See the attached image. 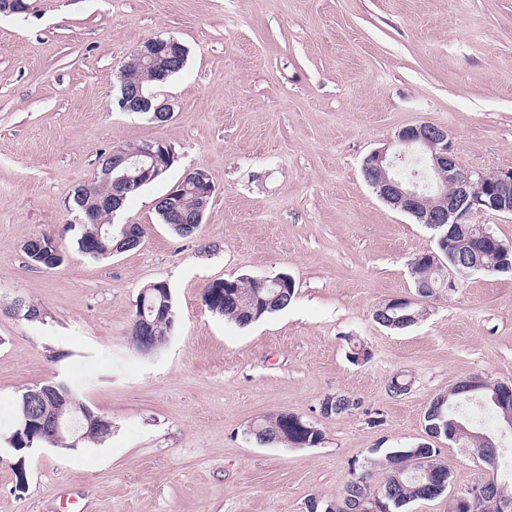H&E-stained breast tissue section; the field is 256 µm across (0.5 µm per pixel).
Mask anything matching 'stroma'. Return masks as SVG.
<instances>
[{"instance_id":"35a3bbf8","label":"stroma","mask_w":512,"mask_h":512,"mask_svg":"<svg viewBox=\"0 0 512 512\" xmlns=\"http://www.w3.org/2000/svg\"><path fill=\"white\" fill-rule=\"evenodd\" d=\"M0 15V512H309L354 468L428 441L459 492L487 476L461 444L428 438L432 400L459 380L512 382V272H478L428 300L415 325L373 314L416 295L411 262L433 231L384 203L366 157L400 128H447L465 170L512 169V0H26ZM188 50L159 86L173 116L118 111L119 76L156 37ZM161 141L176 160L115 221L131 251L80 253L73 189L100 156ZM215 187L182 237L155 201L191 169ZM51 234L63 263L23 245ZM292 277L287 308L247 327L212 313L204 287ZM166 283L174 328L153 356L132 345L142 288ZM37 307L41 321L15 312ZM365 355L353 359L354 350ZM411 388L397 395L393 377ZM61 380L112 423L101 443L17 456L15 403ZM357 401L327 416V397ZM313 423V447L263 445L260 420Z\"/></svg>"}]
</instances>
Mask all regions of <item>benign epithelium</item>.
I'll return each instance as SVG.
<instances>
[{
  "label": "benign epithelium",
  "instance_id": "obj_1",
  "mask_svg": "<svg viewBox=\"0 0 512 512\" xmlns=\"http://www.w3.org/2000/svg\"><path fill=\"white\" fill-rule=\"evenodd\" d=\"M180 43L173 39L152 38L136 48L129 63L153 70L161 80L172 73V67L182 59ZM116 105L122 112L150 113L155 121L166 122L172 117L168 100L151 93L144 95L138 84L120 78ZM399 149L393 156L385 152L367 157L364 173L378 196L393 208L412 215L420 224L459 225L458 254L450 257L456 275L467 277L474 272L501 273L512 271V261L489 265L478 258V246L492 245L508 254L512 249L502 245L490 228L470 224L467 219L476 211L492 210L512 214V169L498 170L493 179L486 173L459 167L448 130L434 124L408 126L396 134ZM137 156V179L147 181L166 171L175 158L173 149L162 142H146L131 148H114L101 161L100 176L113 184L112 198L107 207L121 208L131 177L114 175L119 167ZM189 185L196 187L197 203L188 213L180 209L181 194ZM214 193L206 171L192 169L181 181L156 202V207L172 217L190 224H201ZM466 399L482 397L487 382L480 376H469L458 382ZM46 390L29 392L28 407L22 411L19 423L35 425L40 433L54 437L62 432L60 420L43 408ZM492 403L499 408L500 432L512 433V384L499 383L493 392ZM491 481H481L453 494L448 512H467L472 503L489 491Z\"/></svg>",
  "mask_w": 512,
  "mask_h": 512
}]
</instances>
